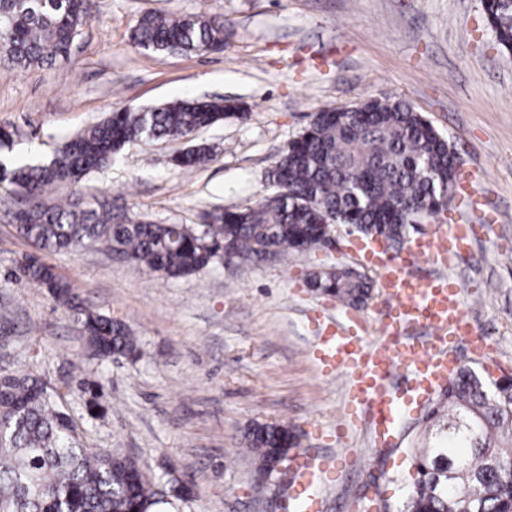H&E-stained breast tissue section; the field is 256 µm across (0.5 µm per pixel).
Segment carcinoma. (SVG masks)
<instances>
[{"mask_svg": "<svg viewBox=\"0 0 512 512\" xmlns=\"http://www.w3.org/2000/svg\"><path fill=\"white\" fill-rule=\"evenodd\" d=\"M501 49L512 51V6L485 0ZM87 21L83 0H0V33L10 68H30L70 58ZM230 24L208 15L148 13L132 29L140 48L158 53L217 52ZM229 101L184 99L142 112L115 111L70 136L46 164L0 168L12 187L18 234L36 251L51 254L101 245L120 260L170 279L191 276L226 261L266 254L301 253L324 233L322 214L366 235L400 243L415 206L440 208L458 187L456 152L414 106L403 99H370L356 110L324 109L290 140L271 172L272 190L254 206L216 208L206 223L155 224L112 207L104 195L85 203L56 201L52 193L115 162L133 140L188 138L226 118ZM196 146L177 166L194 170L209 160ZM46 289L81 326L99 360L134 357L137 340L126 324L84 306L71 283L35 255L11 273ZM307 286L359 306L372 285L340 268L312 272ZM425 443L411 449V494L400 512H507L512 508V385L464 366L448 381L430 413ZM83 430L39 377L0 374V512H150L166 502L158 484L134 459L89 448ZM259 466L297 447L292 429L257 424L247 435Z\"/></svg>", "mask_w": 512, "mask_h": 512, "instance_id": "carcinoma-1", "label": "carcinoma"}]
</instances>
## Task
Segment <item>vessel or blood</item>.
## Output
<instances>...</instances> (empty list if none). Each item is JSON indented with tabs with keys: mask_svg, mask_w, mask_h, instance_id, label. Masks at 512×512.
I'll use <instances>...</instances> for the list:
<instances>
[{
	"mask_svg": "<svg viewBox=\"0 0 512 512\" xmlns=\"http://www.w3.org/2000/svg\"><path fill=\"white\" fill-rule=\"evenodd\" d=\"M476 231L473 224L453 225L451 231L416 239L400 257L388 255L376 238L355 246L364 262L381 269V286L392 302L380 327L385 340L368 344L358 331L339 324L320 337L316 359L324 371L349 368L347 409L364 415L379 447L395 445L399 419L411 405L412 398L399 396L393 386L394 373H409L413 398H427L447 384L458 364L456 339L475 333L464 317L459 289L438 277L412 276L410 266L421 257L443 266L454 262ZM421 325L430 332L424 342L411 335ZM288 470L300 488L302 512H321L313 489L324 473L321 462L307 453L294 457Z\"/></svg>",
	"mask_w": 512,
	"mask_h": 512,
	"instance_id": "b4317fda",
	"label": "vessel or blood"
}]
</instances>
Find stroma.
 I'll return each instance as SVG.
<instances>
[{
  "label": "stroma",
  "instance_id": "stroma-1",
  "mask_svg": "<svg viewBox=\"0 0 512 512\" xmlns=\"http://www.w3.org/2000/svg\"><path fill=\"white\" fill-rule=\"evenodd\" d=\"M89 21L69 60L25 71L0 65V126L13 145L7 163L49 161L65 137L110 112L146 110L184 98L243 103L249 119L224 120L194 141L142 140L111 168L69 192L106 195L114 206L159 224H196L206 210L244 208L270 191L269 174L288 141L324 108L385 95L408 99L462 157L469 195L453 194L445 219H428L432 236L447 221L487 225L448 266L420 259L416 273L455 283L464 312L494 348L457 342L459 364L512 376V54L497 44L484 0H86ZM216 15L233 33L220 53H155L134 45L144 14ZM210 146L202 167L173 163L190 143ZM0 201V312L10 342L0 372L31 370L53 387L74 417L85 413L78 379L104 387V418L89 447L136 459L155 482L169 472L191 495L162 512H298L291 484L263 477L248 448L256 424H285L299 451L328 457L334 479L320 483L323 512H399L409 491L410 450L423 441L435 397L406 413L390 448L373 444L345 407L346 369L315 360L327 326L365 321L370 343L389 302L378 269L351 245L362 235L338 225L333 248L217 266L172 280L105 252L48 256L85 304L124 321L138 359L92 357L71 312L47 291L11 277L29 253ZM352 268L374 282L359 308L307 288L321 267Z\"/></svg>",
  "mask_w": 512,
  "mask_h": 512
}]
</instances>
